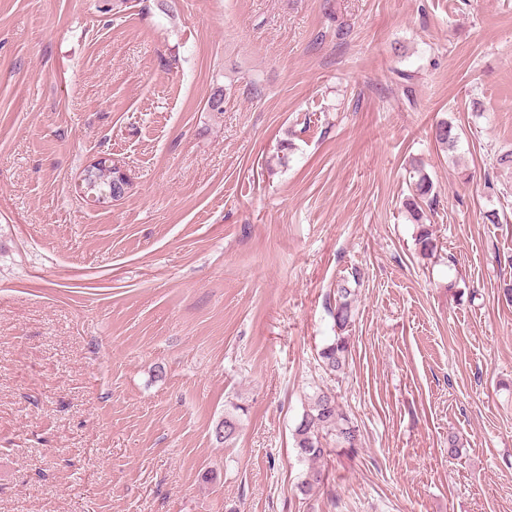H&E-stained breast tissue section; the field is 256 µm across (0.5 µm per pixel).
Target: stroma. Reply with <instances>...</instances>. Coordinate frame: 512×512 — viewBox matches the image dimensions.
<instances>
[{"instance_id": "obj_1", "label": "stroma", "mask_w": 512, "mask_h": 512, "mask_svg": "<svg viewBox=\"0 0 512 512\" xmlns=\"http://www.w3.org/2000/svg\"><path fill=\"white\" fill-rule=\"evenodd\" d=\"M112 2L0 0V512H512V0ZM103 160V161H99ZM104 160H108V164L110 163V160H112V157L110 154H103L97 157V159L94 161H99L100 166L97 167V177L96 178H89L85 182L86 188L93 192L95 195L100 196L103 195L100 198V201L104 200V194L108 193L111 190V186L109 185L111 178H112V200H117L124 196L126 193V190L128 189L129 182L126 176L119 175L117 176V169L112 166V173L111 168L109 166H106V162ZM413 172L412 198H408L405 207L413 221L418 225V232L414 239L416 248L423 257H428L434 255L438 249V244L430 226L422 222L423 211L421 205L422 203L431 205L436 200L437 195H435L433 180L422 168L414 165ZM347 283V279H342L336 284V301L333 310L331 309L336 324V336L333 342L319 353L323 371L338 377L345 374L351 353L349 336L345 333L353 322L354 309L351 300L352 291ZM298 455L308 461H317L336 447L351 453L357 451L360 431L340 409L337 397L329 391L319 390L311 398L308 410L302 416L293 433Z\"/></svg>"}]
</instances>
